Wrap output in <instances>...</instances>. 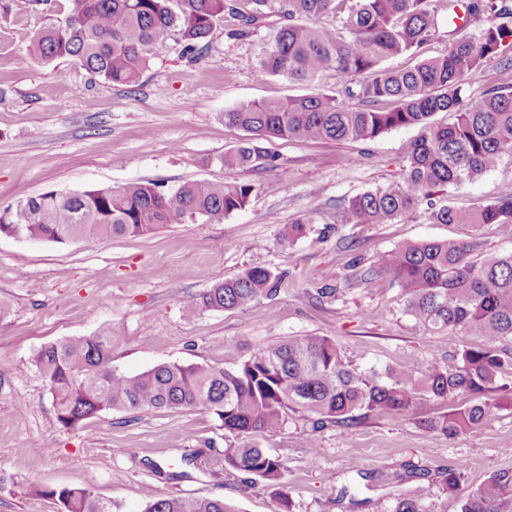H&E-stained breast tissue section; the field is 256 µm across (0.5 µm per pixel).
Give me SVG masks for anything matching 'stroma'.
Masks as SVG:
<instances>
[{
    "mask_svg": "<svg viewBox=\"0 0 512 512\" xmlns=\"http://www.w3.org/2000/svg\"><path fill=\"white\" fill-rule=\"evenodd\" d=\"M281 0H266V20L235 35L221 17L198 60L180 36L153 47L138 82L114 84L63 58L38 61L35 32L59 24L69 0H0V208L50 191L82 192L135 180L168 188L186 182L248 183V206L224 220L185 219L152 234L64 243L0 237V512H62L50 492L92 479L95 496L120 512H144L171 497H215L238 512H272L275 489L224 468L233 440L200 408L107 411L78 427L56 419L49 386L32 365L45 345L111 331L116 369L137 374L165 362L229 366L239 356L288 336L332 339L359 372L423 374L433 359L455 367L469 336L425 329L406 310L392 275L360 279L376 255L413 241H474L480 257L512 252V232L495 224L431 223L424 208L392 224H358L345 205L387 186L406 164L418 126L365 142L274 139L273 170L228 167L224 154L243 139L225 111L254 101L314 91L336 94L334 71L314 85L264 73L259 60ZM512 86V46L467 75L464 98ZM512 192V155L480 176L449 185L452 207L475 209ZM310 219L306 237L283 240L284 225ZM260 266L283 273L279 291L244 310L185 306L220 280ZM334 296H320L323 288ZM500 409L480 426L448 439L422 419L468 404L422 398L412 413H367L350 427L313 429L308 415L260 443L285 463L292 512H393L413 501L418 512H461L462 497L512 471V370L503 372ZM200 449L211 463L181 462ZM170 465L160 476L153 464ZM464 464L459 494L443 490L445 470Z\"/></svg>",
    "mask_w": 512,
    "mask_h": 512,
    "instance_id": "35a3bbf8",
    "label": "stroma"
}]
</instances>
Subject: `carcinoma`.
I'll return each instance as SVG.
<instances>
[{
    "label": "carcinoma",
    "mask_w": 512,
    "mask_h": 512,
    "mask_svg": "<svg viewBox=\"0 0 512 512\" xmlns=\"http://www.w3.org/2000/svg\"><path fill=\"white\" fill-rule=\"evenodd\" d=\"M65 21L36 32L35 55L44 62L67 57L86 71L123 85L137 83L150 47L174 32L183 54L195 60L199 43L227 13L247 27L264 17L265 0L244 7L224 0H70ZM431 0H284L287 22L274 33L260 59L263 72L291 83L313 84L325 70L336 72L356 104L319 93L253 102L224 113V124L246 138L224 154V164L274 169L271 138L371 141L396 128L421 125L400 176L387 186L348 201L357 224H392L424 204L434 224L512 226V193L473 211L434 200L441 188L470 180L512 154V90L497 87L484 98L466 100L465 77L512 38V6L506 0H471L470 14L485 17L478 37L455 30L448 50L406 70L382 63L417 55L436 32ZM336 14V24L321 18ZM365 79L358 80V77ZM438 112L455 113L436 125ZM247 183H184L170 190L145 181L77 193L48 191L0 209V236L65 242L150 234L185 218L220 221L248 204ZM471 242L417 241L378 255L375 268L401 285L408 313L425 328L448 336H474L454 370L431 362L418 378L407 372L390 383L356 372L327 336L303 335L261 346L241 359L224 345L231 368L162 363L126 374L112 366L116 337L105 332L48 344L33 359L49 383L58 422L74 428L105 411L141 412L201 407L242 440L224 448V466L280 487L277 512H291L283 486L284 464L255 437L282 431L289 413L316 417V424L351 426L357 413L403 415L423 396L446 400L493 390L512 358L497 341L512 338V253L477 260ZM282 275L252 267L186 301L190 308L244 309L277 294ZM499 407L479 401L438 413L424 427L454 438L482 424ZM64 512H117L96 497L92 482L51 492ZM512 500V472L494 475L462 500L461 512H502ZM144 512H238L220 498L172 497L149 502Z\"/></svg>",
    "instance_id": "carcinoma-1"
}]
</instances>
